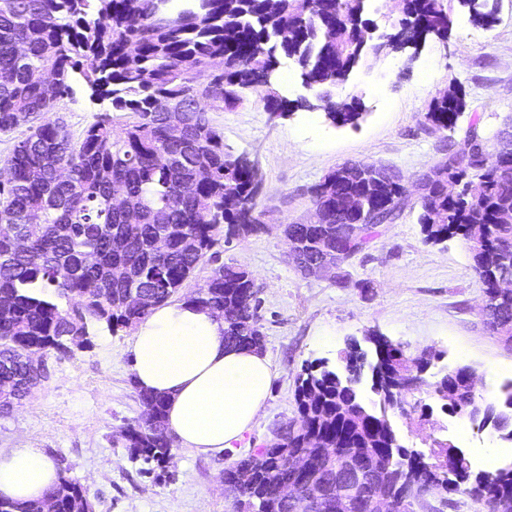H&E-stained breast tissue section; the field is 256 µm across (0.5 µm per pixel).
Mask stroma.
I'll use <instances>...</instances> for the list:
<instances>
[{
    "label": "stroma",
    "mask_w": 512,
    "mask_h": 512,
    "mask_svg": "<svg viewBox=\"0 0 512 512\" xmlns=\"http://www.w3.org/2000/svg\"><path fill=\"white\" fill-rule=\"evenodd\" d=\"M451 15L447 40L426 41L416 60L404 52L373 56L337 86V98H362L366 116L359 126L332 125L319 110L275 118L252 96L211 115L225 149L257 164L262 216L254 232L220 239L184 292L193 294L224 263L250 271L264 350L278 370L264 416L236 448L204 455L177 445L165 476L141 474L118 437L144 411L131 383V333L102 330L91 348L47 357L48 379L11 414L0 415V449H44L85 487L93 512H236L224 469L270 444L295 417L303 367L324 360L343 369L348 343L378 333L409 352L437 355L426 385L406 396L407 403L430 405L431 417L388 412L402 446L422 451L429 437L451 440L477 472L488 457L511 459L493 430L444 413L433 389L443 369L456 365L472 367L474 393L489 401L512 381V350L483 322V285L465 240L428 241L419 222L418 178L460 146L469 125H477L492 154L499 132L512 123V0H497L496 20L487 29L460 9ZM446 91L463 97L466 107L455 129L438 130L426 114ZM99 114L98 104L79 95L61 99L47 118L64 121L77 140ZM348 162L391 169L409 197L399 218L378 226L343 264L342 275H302L289 259L284 226L307 218L311 187Z\"/></svg>",
    "instance_id": "obj_1"
}]
</instances>
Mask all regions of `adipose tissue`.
<instances>
[{"label":"adipose tissue","mask_w":512,"mask_h":512,"mask_svg":"<svg viewBox=\"0 0 512 512\" xmlns=\"http://www.w3.org/2000/svg\"><path fill=\"white\" fill-rule=\"evenodd\" d=\"M128 353L138 388L165 398L174 439L202 454L224 452L254 428L277 377L267 353L228 344L223 323L186 301L140 323ZM58 478L41 449L0 451V498L41 499Z\"/></svg>","instance_id":"obj_1"}]
</instances>
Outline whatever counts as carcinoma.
Returning <instances> with one entry per match:
<instances>
[{"label":"carcinoma","mask_w":512,"mask_h":512,"mask_svg":"<svg viewBox=\"0 0 512 512\" xmlns=\"http://www.w3.org/2000/svg\"><path fill=\"white\" fill-rule=\"evenodd\" d=\"M169 0H0V132L54 110L78 93L107 102L134 119L116 127L104 117L76 141L66 126L45 122L14 148L6 165L11 180L0 184V414H8L47 370L28 355L64 356L88 348L100 329L115 333L144 321L185 287L214 247L224 227L248 232L258 214V174L224 148L212 112L232 109L245 94L266 111L288 112L290 102L271 86L256 83L263 71L292 60L310 97L298 102L322 107L337 126H357L362 100H337L333 90L352 65L369 56L364 0H191L172 15ZM475 24L489 27L487 0L474 5ZM433 39L448 37L451 19L444 0H406L404 18ZM464 107L461 97L434 100L426 119L452 130ZM485 143L471 125L461 146L448 152L443 182L461 185L456 198L433 187L420 196L419 223L427 239L460 234L475 270L489 288L512 280V163H484ZM402 178L374 163L353 175L329 172L312 187L331 209L357 200L386 208L392 224L405 204ZM375 223L341 210L328 224H288V234L313 256L326 241L340 262L360 252ZM253 276L235 264L212 269L206 284L187 301L224 318V339L241 347L264 346ZM150 295L141 305L131 291ZM485 323L495 335L512 334V290L495 297ZM375 359L379 386L428 363L430 353L412 356L383 342ZM343 361L349 380L361 376L365 360L352 343ZM467 365L449 369L437 390L447 393L449 414L483 428L491 426L512 443V382L502 397L474 413L464 380ZM151 416L126 424L119 438L130 458L163 466L174 438L166 424L164 399L137 391ZM296 417L288 441L260 448L224 469V484L238 512H372L378 494L386 512H417L427 504L403 496L406 451L393 446L388 415L364 417L353 388L317 364L297 379ZM309 460L311 483L292 502L279 487L295 479L290 458ZM451 463L448 494L468 497L483 512H512V463L493 473L474 472L452 443L430 445L415 478L429 480L438 463ZM46 497L57 512H88L86 491L61 473ZM0 512H43V501L0 499Z\"/></svg>","instance_id":"cac0c4a2"}]
</instances>
